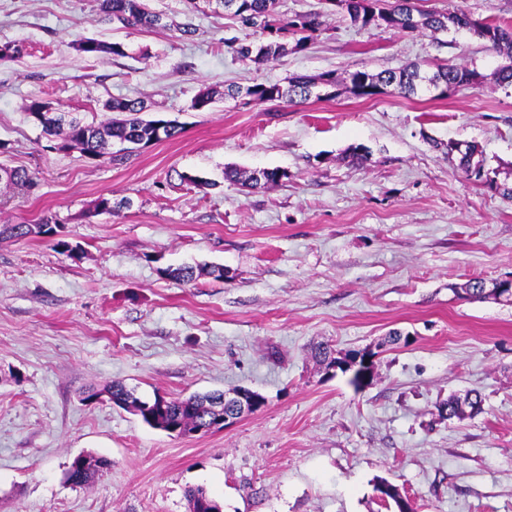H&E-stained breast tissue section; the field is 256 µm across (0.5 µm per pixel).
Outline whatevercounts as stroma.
<instances>
[{
    "instance_id": "1",
    "label": "stroma",
    "mask_w": 512,
    "mask_h": 512,
    "mask_svg": "<svg viewBox=\"0 0 512 512\" xmlns=\"http://www.w3.org/2000/svg\"><path fill=\"white\" fill-rule=\"evenodd\" d=\"M512 24V0H412ZM164 29L104 20L99 0H0V224L52 218L77 254L42 238L0 240V512H187L202 487L224 512H395L375 485L405 492L413 512H512V304L454 296L472 278H512V199L475 185L442 145L476 144L512 183V88L484 82L444 99L339 89L299 104L223 99L193 110L205 87L287 84L296 75L452 61L490 74L500 63L466 33H380L324 0H281L324 25L304 51L255 65L226 14L148 0ZM192 23L182 38L176 24ZM84 37L127 46L87 58ZM39 98L100 123L102 105L140 98L178 138L123 162L56 148L26 115ZM367 150L364 163L349 150ZM279 168L282 185L250 190L224 171ZM206 178L203 186L183 174ZM112 201L98 211L99 198ZM224 269L190 282L173 266ZM399 343H388L390 332ZM379 346L371 383L327 373L335 355ZM121 382L136 397L185 398L248 388L262 409L205 435L144 424L88 388ZM480 413L442 417L453 393ZM108 466L84 485L73 459Z\"/></svg>"
}]
</instances>
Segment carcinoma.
Here are the masks:
<instances>
[{
  "label": "carcinoma",
  "instance_id": "1",
  "mask_svg": "<svg viewBox=\"0 0 512 512\" xmlns=\"http://www.w3.org/2000/svg\"><path fill=\"white\" fill-rule=\"evenodd\" d=\"M224 11L237 18L243 26L259 35L256 41L241 42L236 38L227 40V47L242 60L264 64L277 59L287 50L283 38L295 37L293 49L303 51L307 48L312 35L323 25L322 14H296L288 20L280 18L277 10L278 0H214ZM341 7L350 24L361 30H376L380 33L397 32L425 35L430 33L462 32L482 40L487 50L512 62V27L503 25L490 18H475L459 12H425L414 8L411 0H342ZM100 12L104 18L123 27L146 29L166 28L162 15L151 11L145 0H100ZM76 51L86 57L105 55L124 56L125 49L118 43L107 44L94 38L85 37L75 45ZM488 79L503 87H512V65L499 66L490 75L485 76L461 63H448L436 66L432 72L422 69L417 62H411L398 70L372 72L355 70L340 81L333 72H324L317 76L298 75L290 78L287 85L279 83H254L245 88L236 87L224 90L228 98H247L253 105L260 106L268 102L283 101L294 103L308 100L315 88L327 90V95L337 94V87L346 84V88L356 97L371 99L382 93L384 88L393 86L398 94L411 97L420 92H434L443 98L448 93L458 91ZM145 102L136 98H114L103 104L106 112H116L113 117L97 126L84 123L72 113L61 112L58 117H46L39 122L44 132L65 141L62 148H79L88 158L96 159L106 154L116 142H129L146 146L154 142L155 128L153 120L141 117L145 111ZM449 159L457 160V168L477 186L512 198V184L500 183L493 176V170L487 167L483 152L477 151L473 144L463 153L454 151V144L445 145ZM224 178L231 182H240L253 189H268L284 181L278 169H266L260 176L254 173L233 169L224 171ZM8 184L15 187H30L34 184L33 175L26 169H12L6 177ZM42 237L55 241V246L71 254L78 247L62 239L59 225L43 218L37 224H1L0 238ZM107 391L117 400L129 404L136 415L147 425L159 428L155 412L159 402H164L166 416L185 429L206 425L211 417L210 407L214 401L224 398V394L214 392L193 395L187 399L167 398L160 395L151 401H142L117 382L108 386Z\"/></svg>",
  "mask_w": 512,
  "mask_h": 512
}]
</instances>
